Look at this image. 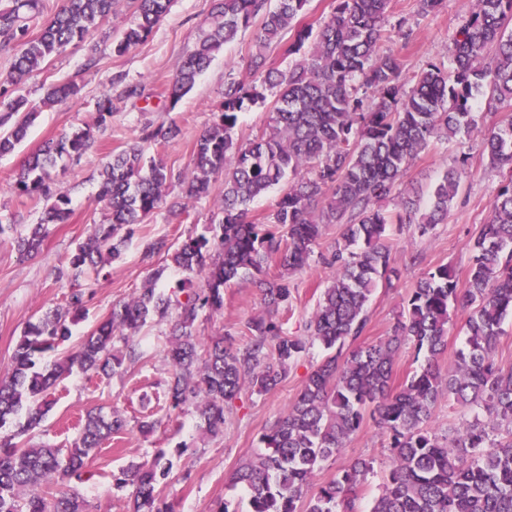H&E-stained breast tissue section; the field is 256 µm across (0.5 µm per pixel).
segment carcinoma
<instances>
[{
    "mask_svg": "<svg viewBox=\"0 0 512 512\" xmlns=\"http://www.w3.org/2000/svg\"><path fill=\"white\" fill-rule=\"evenodd\" d=\"M309 0H212L208 28L182 61L165 90L177 104L195 86L216 53L239 32L252 30L248 66L260 83L230 79L216 121L192 146V169L174 175L160 157H148L137 144L108 156L100 172L96 201L106 222L66 257L57 278L70 283L64 304L28 324L19 336L10 368L0 376V512H91L80 493L90 478L91 457L103 442L126 429L118 410L88 411L68 448L28 447L21 437L39 428L50 412V389L77 370L109 379L143 358L137 335L150 320L175 315L165 340L172 373L165 401L170 411L193 407L210 434L224 433L225 411L241 394L262 395L285 378L288 366L317 343L326 352L295 400L263 434L265 451L243 460L231 482L249 495V512H358L359 488L374 471L358 458L329 484L309 494L321 464L341 456L346 443L370 417L390 439L391 468L381 495L369 512H512V369L495 359L501 324L512 313V123L478 122L475 109L512 112V0H474L454 39L448 70L436 64L408 79L399 61L377 51L379 42L401 33L390 24L391 0H334L329 18L304 22ZM172 0H129L133 22L113 41L122 55L145 42L167 15ZM120 0H63L33 36L29 22L41 13V0H7L0 5V47L15 51L0 73V157L11 155L27 136L43 106L78 98L80 87L58 83L41 104L12 95L34 70L68 46L79 43L116 12ZM289 41H284L288 32ZM282 49L291 65H267L266 50ZM120 97L140 99L141 84H125ZM274 94L270 123L261 135L236 138L239 115ZM112 95L97 102L91 125L64 132L29 156L19 170L16 194L46 203L37 224L0 216V243L22 256L38 253L50 227L69 222L68 197L54 187L53 170L64 159L77 160L95 143L94 130L112 122ZM143 139L166 144L176 126L143 128ZM477 134L499 186L491 216L470 244L472 262L466 286L440 265L420 279L393 335L375 344L346 345L362 336L368 304L381 284L391 285L389 229L409 224L424 236L444 223L458 193L459 173L448 170L426 205L402 179L411 160L432 141ZM224 180V217L212 235H190L179 243L141 241L143 259L162 256L139 293L112 305L110 315L75 345L71 326L87 310L93 291L80 279L101 274L119 259L138 231L161 210L189 215L190 204L208 196ZM178 181L181 195L169 202L166 188ZM279 189L273 208L249 216L254 198ZM396 199L388 212L378 203ZM326 224L343 226L328 265L330 284L312 314L309 334L291 336L276 315L292 299L290 275L305 268ZM279 263L269 278L266 267ZM187 277L157 287L166 269ZM205 273L194 287L192 275ZM257 275L260 313L244 325L249 341L237 346L230 334L203 341L200 316L224 309V288L243 275ZM466 313V344L443 373L435 360L447 347L451 312ZM427 352V364L395 384L401 347ZM64 349L52 366L41 363L49 351ZM444 397L474 420L440 438L430 427ZM486 414L487 420L478 413ZM163 418L154 412L137 421L141 435L154 434ZM170 473L162 448L151 459L131 461L112 475L125 491L126 512H180L159 484Z\"/></svg>",
    "mask_w": 512,
    "mask_h": 512,
    "instance_id": "carcinoma-1",
    "label": "carcinoma"
}]
</instances>
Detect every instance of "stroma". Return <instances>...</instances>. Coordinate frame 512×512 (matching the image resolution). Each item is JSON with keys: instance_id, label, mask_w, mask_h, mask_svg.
<instances>
[{"instance_id": "35a3bbf8", "label": "stroma", "mask_w": 512, "mask_h": 512, "mask_svg": "<svg viewBox=\"0 0 512 512\" xmlns=\"http://www.w3.org/2000/svg\"><path fill=\"white\" fill-rule=\"evenodd\" d=\"M210 8L211 0H174L170 12L148 40L119 55L112 49L113 37L132 19L131 8L122 6L93 35L52 57L27 79L24 91L36 102L52 83L73 80L81 85L82 91L77 101L44 108L17 150L0 157V214L15 215L23 224L37 223L44 211L43 203L18 197L12 188L14 175L28 155L46 140L92 123L95 105L109 91L112 77L120 75L125 82L144 85L145 96L139 100L115 101L112 122L97 131L93 148L79 160L68 163L66 169L56 170V187L70 199L73 214L69 223L51 231L41 253L26 258L10 245H0V373L9 368L15 342L27 324L63 303L69 292L68 282L57 280L56 270L75 245L88 238L93 225L104 220L103 207L96 203L95 196L107 155L142 142L145 124L156 127L174 124L180 129L175 141L164 146L142 142L143 148L146 155L161 156L174 173L188 172L191 146L212 126L224 100L225 82L231 77L255 81L256 76L248 66L252 40L246 33L217 53L192 91L176 105H169L163 97L162 92L175 76L183 56L207 28ZM471 9L472 0H443L438 11L422 17L416 13L415 0H392V20L404 21L406 27L412 28L413 36L407 41L393 39L384 43L383 48L399 58L408 75L431 62L447 63L456 31ZM91 58L96 59L97 65L90 69L86 62ZM451 167L459 172L461 184L447 223L423 237L407 227L395 225L390 230L392 263L398 276L391 287L378 288L372 297L368 327L362 337L364 343H376L391 335L412 288L430 269L445 264L455 270L459 280L467 278L471 264L469 243L490 217V203L499 182L489 170L477 138L463 136L452 143L432 142L412 160L404 181L424 197ZM223 189V183H215L210 196L193 203L183 221L173 220L162 212L152 223L141 225L139 240L112 262L107 276L90 278L94 297L87 314L74 325V337H81L102 320L113 303L136 295L143 287L151 268L142 260L141 238L165 237L176 242L187 235L204 232L208 225L219 223L223 217L220 209ZM331 276V269L316 258L293 275V298L278 315L290 334L306 335L308 321ZM260 310L259 290L251 276H243L225 288L223 312L204 317L198 334L205 339L229 333L237 343H247L243 325ZM170 328L167 321L147 324L139 334L143 359L124 373L100 379L76 372L59 383L51 393L54 406L31 442L69 446L77 435L73 428L77 417L97 406L112 407L125 414L129 426L122 434L104 441L97 450L91 461L94 477L81 489L98 512H123L125 494L115 489L113 473L130 461L149 459L156 448L166 449L172 462L164 492L179 503L182 512H216L223 502L238 512H245L246 494L242 488L231 487L228 478L240 459L262 451L263 434L300 392L324 351L320 345L311 346L289 368L276 389L262 395L242 393L227 412L224 432L218 437L203 432L191 407L173 414L168 424L145 437L136 427L142 410L148 408L160 413L165 407L164 389L171 367L164 357V345ZM358 458L374 462L373 474L368 475L359 490L358 506L361 512H368L390 468L386 437L373 420H365L340 457L322 464L312 485L317 488L334 480ZM187 465L192 468V476L185 482L180 473Z\"/></svg>"}]
</instances>
